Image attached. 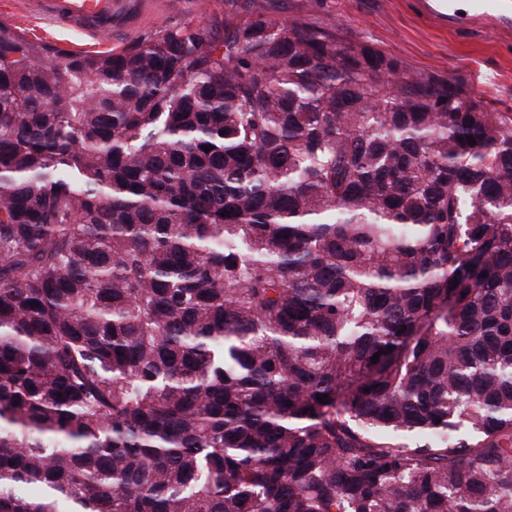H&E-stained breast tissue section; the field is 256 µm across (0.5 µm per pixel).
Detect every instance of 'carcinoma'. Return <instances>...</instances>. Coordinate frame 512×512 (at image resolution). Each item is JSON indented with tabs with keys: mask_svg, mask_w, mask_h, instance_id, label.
Listing matches in <instances>:
<instances>
[{
	"mask_svg": "<svg viewBox=\"0 0 512 512\" xmlns=\"http://www.w3.org/2000/svg\"><path fill=\"white\" fill-rule=\"evenodd\" d=\"M0 512H512V114L275 12L0 22Z\"/></svg>",
	"mask_w": 512,
	"mask_h": 512,
	"instance_id": "cac0c4a2",
	"label": "carcinoma"
}]
</instances>
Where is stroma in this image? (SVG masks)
Listing matches in <instances>:
<instances>
[{
	"label": "stroma",
	"mask_w": 512,
	"mask_h": 512,
	"mask_svg": "<svg viewBox=\"0 0 512 512\" xmlns=\"http://www.w3.org/2000/svg\"><path fill=\"white\" fill-rule=\"evenodd\" d=\"M275 10L315 28L338 29L345 41L368 43L412 71L460 79L499 112L512 113V0H462L443 13L428 0H141L117 24L112 48L133 43L159 25L238 22L248 13ZM0 21L34 40L66 49L88 38L29 13L23 0H0Z\"/></svg>",
	"instance_id": "obj_1"
}]
</instances>
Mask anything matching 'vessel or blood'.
Segmentation results:
<instances>
[{
	"label": "vessel or blood",
	"mask_w": 512,
	"mask_h": 512,
	"mask_svg": "<svg viewBox=\"0 0 512 512\" xmlns=\"http://www.w3.org/2000/svg\"><path fill=\"white\" fill-rule=\"evenodd\" d=\"M132 0H28L35 15L96 36L111 35Z\"/></svg>",
	"instance_id": "b4317fda"
}]
</instances>
